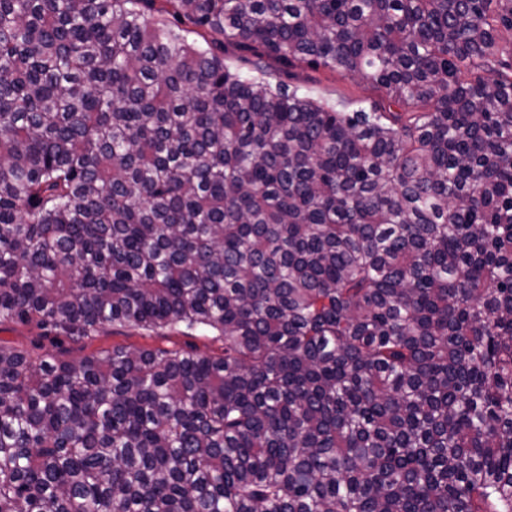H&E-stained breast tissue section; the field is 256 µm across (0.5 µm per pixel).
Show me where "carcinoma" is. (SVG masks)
<instances>
[{
	"mask_svg": "<svg viewBox=\"0 0 512 512\" xmlns=\"http://www.w3.org/2000/svg\"><path fill=\"white\" fill-rule=\"evenodd\" d=\"M3 322L221 347L0 344V512H512V0H0ZM294 76L274 75L273 83L281 80L290 85L301 86L303 91H312L313 96L320 97L336 106V101L359 102L379 100V93L360 79L344 78L326 70H311L301 67L291 70Z\"/></svg>",
	"mask_w": 512,
	"mask_h": 512,
	"instance_id": "obj_1",
	"label": "carcinoma"
}]
</instances>
